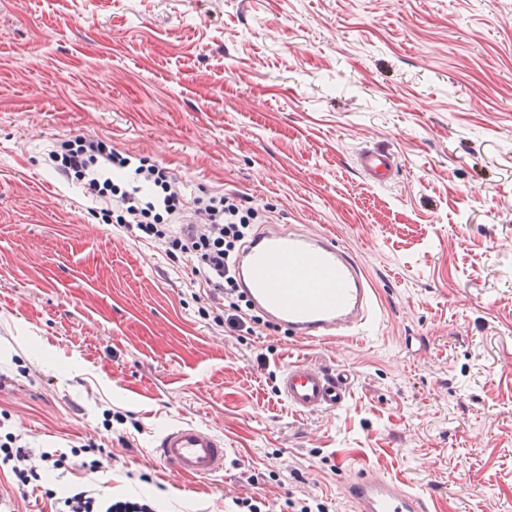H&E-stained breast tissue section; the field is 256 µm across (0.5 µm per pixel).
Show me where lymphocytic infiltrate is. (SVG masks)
Returning <instances> with one entry per match:
<instances>
[{"label":"lymphocytic infiltrate","mask_w":512,"mask_h":512,"mask_svg":"<svg viewBox=\"0 0 512 512\" xmlns=\"http://www.w3.org/2000/svg\"><path fill=\"white\" fill-rule=\"evenodd\" d=\"M49 158L56 174L77 180L88 198L104 204L103 221H115L140 238L162 243L171 262L191 258L190 282L215 310L216 326L247 335L263 326V317L245 299L233 269L236 254L261 218L248 198L236 193L188 197L166 166L116 151L99 136L63 140ZM189 208L199 215V223L185 222ZM68 460L56 450L31 448L11 431L0 438V472L11 473L21 488L67 468ZM44 494L54 500L55 512H159L153 499L115 496L92 486H72L61 494L48 488Z\"/></svg>","instance_id":"lymphocytic-infiltrate-1"}]
</instances>
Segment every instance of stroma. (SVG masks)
I'll return each mask as SVG.
<instances>
[{"mask_svg":"<svg viewBox=\"0 0 512 512\" xmlns=\"http://www.w3.org/2000/svg\"><path fill=\"white\" fill-rule=\"evenodd\" d=\"M76 135L334 234L375 283L373 335L222 331L187 268L52 171ZM372 147L391 182L358 171ZM300 357L353 374L341 411L288 406ZM0 413L32 448L115 456L59 487L160 512H351L359 463L431 512H512V0H0ZM182 422L223 436L224 475L160 463ZM357 161L363 174L374 184L386 183L398 167L395 156L388 150H362Z\"/></svg>","mask_w":512,"mask_h":512,"instance_id":"35a3bbf8","label":"stroma"}]
</instances>
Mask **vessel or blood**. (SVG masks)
<instances>
[{
  "mask_svg": "<svg viewBox=\"0 0 512 512\" xmlns=\"http://www.w3.org/2000/svg\"><path fill=\"white\" fill-rule=\"evenodd\" d=\"M358 165L375 184L387 182L398 163L388 151L365 149ZM238 284L252 306L289 337L311 343L362 336L375 317V290L353 253L335 235L305 233L286 224L264 225L235 260ZM353 384L344 368L290 362L278 391L303 414L342 409ZM172 472L205 480L223 473L224 439L191 423L173 426L154 443ZM355 512H427L424 498L403 491L393 479L359 470L344 485Z\"/></svg>",
  "mask_w": 512,
  "mask_h": 512,
  "instance_id": "1",
  "label": "vessel or blood"
}]
</instances>
